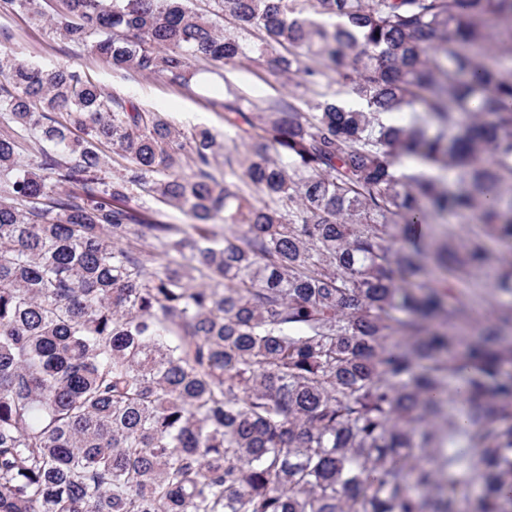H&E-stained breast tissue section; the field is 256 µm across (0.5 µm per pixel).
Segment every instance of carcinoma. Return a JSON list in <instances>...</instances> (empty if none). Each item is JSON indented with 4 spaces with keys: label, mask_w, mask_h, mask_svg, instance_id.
<instances>
[{
    "label": "carcinoma",
    "mask_w": 512,
    "mask_h": 512,
    "mask_svg": "<svg viewBox=\"0 0 512 512\" xmlns=\"http://www.w3.org/2000/svg\"><path fill=\"white\" fill-rule=\"evenodd\" d=\"M208 2L60 0L51 25L183 85L279 47L355 104L238 113L220 180L213 130L0 56V512H458L467 479L468 512H512V304L458 353L447 301L512 243V0ZM450 214L466 240L414 236Z\"/></svg>",
    "instance_id": "cac0c4a2"
}]
</instances>
